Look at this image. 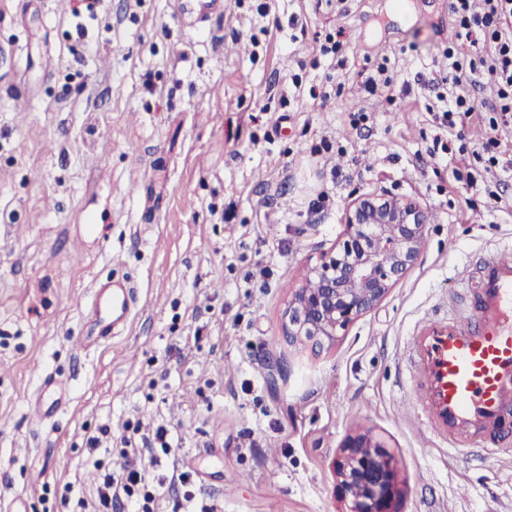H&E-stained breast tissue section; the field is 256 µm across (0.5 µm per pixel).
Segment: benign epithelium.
<instances>
[{
    "label": "benign epithelium",
    "mask_w": 512,
    "mask_h": 512,
    "mask_svg": "<svg viewBox=\"0 0 512 512\" xmlns=\"http://www.w3.org/2000/svg\"><path fill=\"white\" fill-rule=\"evenodd\" d=\"M429 215L409 197L368 195L351 201L336 244L308 268L317 287L292 290L283 317L292 344L331 347L339 333L381 304L418 262ZM347 512H395L394 456L373 437L359 434L343 444L335 462Z\"/></svg>",
    "instance_id": "1"
}]
</instances>
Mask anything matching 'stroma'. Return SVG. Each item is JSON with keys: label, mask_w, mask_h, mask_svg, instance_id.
<instances>
[{"label": "stroma", "mask_w": 512, "mask_h": 512, "mask_svg": "<svg viewBox=\"0 0 512 512\" xmlns=\"http://www.w3.org/2000/svg\"><path fill=\"white\" fill-rule=\"evenodd\" d=\"M75 5L0 0V505L96 512L98 470L140 461L88 438L162 425L156 471L188 473L197 512H345L334 462L366 432L395 456L396 512H512V452L435 443L403 363L413 328L512 239L470 153L484 125L433 150L448 0H224L193 40L179 0H101L82 23ZM361 26L388 46L359 44ZM337 29L340 55H322ZM381 64L404 99L365 92ZM295 72L326 98L297 95ZM383 192L430 212L418 263L331 348L289 344V289L349 203ZM108 278L134 295L103 342L83 307ZM42 371L67 404L38 427Z\"/></svg>", "instance_id": "obj_1"}]
</instances>
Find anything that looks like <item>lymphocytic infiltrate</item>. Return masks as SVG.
Instances as JSON below:
<instances>
[{
    "label": "lymphocytic infiltrate",
    "instance_id": "f902f5d3",
    "mask_svg": "<svg viewBox=\"0 0 512 512\" xmlns=\"http://www.w3.org/2000/svg\"><path fill=\"white\" fill-rule=\"evenodd\" d=\"M448 10L454 21L453 35L443 51L448 61L449 90L440 95L441 106L434 112L433 121L459 141L473 120L484 123L486 137L472 154L484 164L492 185L487 192L488 203L496 210L504 204L498 191L504 154L502 135L512 129V0H448ZM461 39L475 44L470 56L456 53L455 45ZM486 89L491 92L487 101L481 98ZM120 443L123 455L140 457L142 464L127 470L119 480L108 473L103 475L96 488L101 512H112L116 502L125 499L135 500L137 512H154L159 489L181 487L186 491L187 474L159 477L154 473L159 454L169 453L172 448L166 427H157L143 444H133L128 437L121 438ZM184 499L189 502L193 496L186 491Z\"/></svg>",
    "mask_w": 512,
    "mask_h": 512
}]
</instances>
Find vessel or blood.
I'll list each match as a JSON object with an SVG mask.
<instances>
[{"label":"vessel or blood","instance_id":"1","mask_svg":"<svg viewBox=\"0 0 512 512\" xmlns=\"http://www.w3.org/2000/svg\"><path fill=\"white\" fill-rule=\"evenodd\" d=\"M182 31L198 36L210 16L223 12V0H179ZM476 308L434 316L417 326L407 359L419 381L422 420L433 436L452 448L501 453L499 430L512 423V242L486 254L478 265ZM129 309L127 295L111 285L94 288L87 313L101 340H109L114 319ZM42 396L32 408L46 422L59 405L53 382L42 377Z\"/></svg>","mask_w":512,"mask_h":512}]
</instances>
